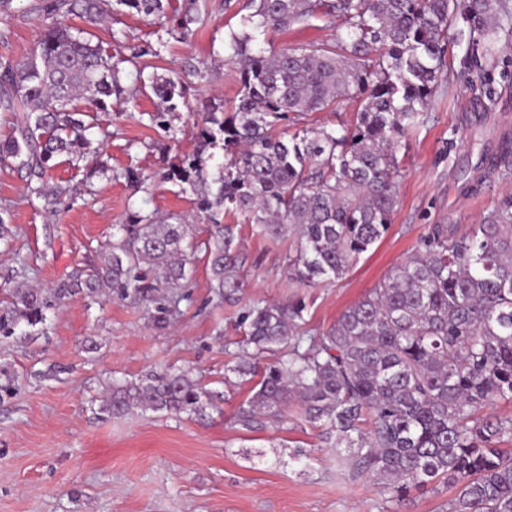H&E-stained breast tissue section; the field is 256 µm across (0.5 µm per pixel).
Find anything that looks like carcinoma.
Segmentation results:
<instances>
[{
	"label": "carcinoma",
	"instance_id": "carcinoma-1",
	"mask_svg": "<svg viewBox=\"0 0 512 512\" xmlns=\"http://www.w3.org/2000/svg\"><path fill=\"white\" fill-rule=\"evenodd\" d=\"M144 17L166 15L169 0H119ZM108 0H41L50 19L36 49L21 64L0 60V112L23 113L17 132L0 141V162L26 169L30 192L59 212L69 186L46 185L59 157L109 169L92 147V129L106 134L96 113L121 94L112 55L69 16L91 22L108 15ZM249 11L229 31L225 65L235 72L237 100L213 103L195 124L196 149L176 158L159 178L190 191L194 208L174 222L134 214L116 225L120 239L101 253L85 278L61 283L62 299L105 288L122 298L157 304L171 316L176 302L160 288H179L191 262V223H210L205 242L210 285L220 302L237 301L247 287L236 226L278 242L292 238L288 280L303 286L343 278L380 241L399 205L402 145L423 126L448 79V30L468 47L493 56L503 0H245ZM316 20L342 33L267 52L273 34ZM150 88L167 115L186 105L174 77ZM85 103L79 107L78 103ZM357 103L350 118L300 126L295 117L337 114ZM224 163L212 167L214 150ZM0 308V339L16 328L46 322L47 300L12 291ZM306 304L253 301L240 313L242 333L229 352V371L252 386L234 425L253 430L283 422L295 409L353 471L388 482L396 500L430 483L460 487L450 512H512V415L482 409L512 402V197L465 233L433 224L405 261L328 331L302 328ZM18 392L11 362L0 361V401ZM213 404L192 370L168 368L114 382L100 407L108 417L134 412L193 417Z\"/></svg>",
	"mask_w": 512,
	"mask_h": 512
}]
</instances>
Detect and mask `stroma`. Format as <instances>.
<instances>
[{
  "label": "stroma",
  "mask_w": 512,
  "mask_h": 512,
  "mask_svg": "<svg viewBox=\"0 0 512 512\" xmlns=\"http://www.w3.org/2000/svg\"><path fill=\"white\" fill-rule=\"evenodd\" d=\"M31 2L14 0L11 15L0 16V33L8 36L0 41V57L15 64L26 60L43 31ZM172 3L162 20L116 2L106 22L72 20L119 62L123 93L112 103L102 144L109 174L59 163L52 176L70 187L71 199L54 216L43 199L28 194L24 171L0 165V208L9 211L8 231L0 237V283L25 261L22 287L51 301L45 325L19 326L0 342V359L12 363L19 384L17 396L0 403V512H449L456 488L431 484L396 500L383 481L352 475L299 414L255 432L232 427L248 388L225 385L224 344L241 336L236 321L243 305L216 302L204 258L192 263L179 311L164 322L129 298L54 299L60 283L98 263L114 225L134 213L193 208L191 194L158 173L194 150L190 130L206 103L236 96L224 42L239 29L241 15L225 9L224 0H208L207 23L185 42L178 24L192 13L193 0ZM499 36L497 57L490 60L472 54L449 30L450 82L404 150L400 204L384 238L345 278L296 288L288 283L287 243L240 225L246 298H302L307 329L326 332L410 255L430 225L468 228L512 194V167L479 178L487 159L512 148V33ZM136 51L141 58L134 65ZM155 75L180 76L187 88L189 105L174 113L167 132L151 121L160 99L139 82ZM126 169L142 173L140 189L112 179V172ZM168 367L193 370L206 389L220 393L217 407L191 419L99 414L113 381Z\"/></svg>",
  "instance_id": "35a3bbf8"
}]
</instances>
